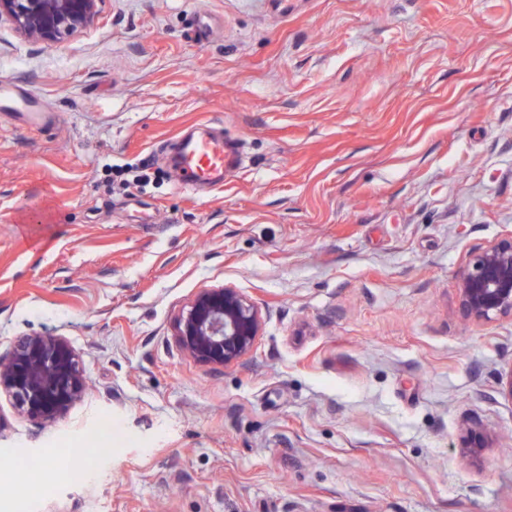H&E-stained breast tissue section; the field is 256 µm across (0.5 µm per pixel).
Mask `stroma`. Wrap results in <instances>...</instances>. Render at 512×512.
Returning <instances> with one entry per match:
<instances>
[{"instance_id": "1", "label": "stroma", "mask_w": 512, "mask_h": 512, "mask_svg": "<svg viewBox=\"0 0 512 512\" xmlns=\"http://www.w3.org/2000/svg\"><path fill=\"white\" fill-rule=\"evenodd\" d=\"M99 8L55 44L0 21V80L49 113L0 118V350L63 335L89 382L43 427L0 397V512H512V320L458 312L512 235V0ZM209 130L241 165L182 190L173 150ZM224 286L264 326L213 370L171 326Z\"/></svg>"}]
</instances>
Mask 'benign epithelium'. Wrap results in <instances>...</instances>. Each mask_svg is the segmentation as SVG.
<instances>
[{"instance_id": "7a95c632", "label": "benign epithelium", "mask_w": 512, "mask_h": 512, "mask_svg": "<svg viewBox=\"0 0 512 512\" xmlns=\"http://www.w3.org/2000/svg\"><path fill=\"white\" fill-rule=\"evenodd\" d=\"M100 0H0V19L23 37L58 43L91 25ZM459 311L473 322L512 319V236L475 252L459 273ZM261 307L235 288H204L179 312L173 336L194 361L225 368L246 359L262 332ZM87 388L82 360L63 336L25 334L0 353V394L28 419L65 417Z\"/></svg>"}]
</instances>
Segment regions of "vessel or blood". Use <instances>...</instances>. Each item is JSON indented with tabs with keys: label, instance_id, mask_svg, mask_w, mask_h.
I'll list each match as a JSON object with an SVG mask.
<instances>
[{
	"label": "vessel or blood",
	"instance_id": "b4317fda",
	"mask_svg": "<svg viewBox=\"0 0 512 512\" xmlns=\"http://www.w3.org/2000/svg\"><path fill=\"white\" fill-rule=\"evenodd\" d=\"M0 110L12 113L15 119L37 118L41 106L33 98L9 83L0 84ZM237 153L223 136H208L200 140H182L174 157L185 188L218 186L224 181L226 169L236 165Z\"/></svg>",
	"mask_w": 512,
	"mask_h": 512
}]
</instances>
